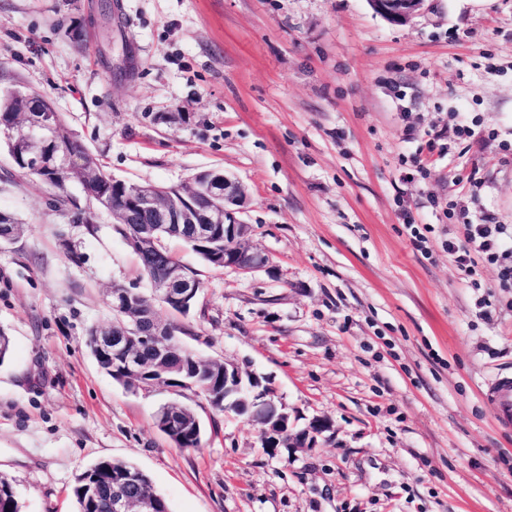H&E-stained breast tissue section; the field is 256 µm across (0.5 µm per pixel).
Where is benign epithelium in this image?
<instances>
[{
  "instance_id": "7a95c632",
  "label": "benign epithelium",
  "mask_w": 512,
  "mask_h": 512,
  "mask_svg": "<svg viewBox=\"0 0 512 512\" xmlns=\"http://www.w3.org/2000/svg\"><path fill=\"white\" fill-rule=\"evenodd\" d=\"M425 0H369L373 11L387 21L404 25L422 10ZM58 113L51 106L39 109V117L0 130V138L8 142L36 145L27 152L28 163L43 167L44 147L50 143ZM60 167L70 171L76 179L88 178L84 160L78 155H66ZM203 184L208 190L209 205L189 214V223L182 226L173 223L175 208L156 195V189L148 185H131L129 205L119 211L108 197H99L97 205L112 215L113 220L128 223L134 213L149 210L155 223L141 224L129 237L144 258L149 272L159 273L154 281L153 296L171 308L185 310L197 298L200 288L184 265L173 262L159 247V231L185 232L187 242L194 248L210 251L212 258L223 259L224 266L244 272L264 268L268 258L249 245L250 225L241 215L249 203L245 187L237 180L222 173L204 172ZM112 308L126 319L127 324L110 331L100 329L94 336L95 353L102 358H112V372L124 380L133 382V389L149 391L161 383L168 389L183 392L194 387L186 359L177 351L179 343L175 334L160 335L161 325L142 304V295L123 286L111 290ZM224 402V407L236 406L248 414L249 420L259 425L262 447L276 448L279 441L303 442L314 438L326 428V423L316 420L301 431H292L285 405L275 400L269 388L259 378L243 375L235 365L224 364V397L213 402ZM157 415L160 427L167 433L181 427L180 416L170 409V402L162 404ZM138 485L133 475H128L112 492L110 512H158L159 503L148 493L133 491Z\"/></svg>"
}]
</instances>
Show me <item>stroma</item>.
<instances>
[{"instance_id":"35a3bbf8","label":"stroma","mask_w":512,"mask_h":512,"mask_svg":"<svg viewBox=\"0 0 512 512\" xmlns=\"http://www.w3.org/2000/svg\"><path fill=\"white\" fill-rule=\"evenodd\" d=\"M6 90L49 98L117 179L244 185L269 265L170 242L202 282L182 341L263 377L295 430L328 424L271 452L188 392L204 436L177 451L154 424L171 393L125 389L87 345L112 285L148 287L131 247L74 182L72 222L0 143V213L24 224L0 244V476L22 512H74L104 458L169 512H512V427L484 397L512 369V286L445 248L452 200L512 228V0H426L405 25L367 0H116L108 21L98 0H0Z\"/></svg>"}]
</instances>
